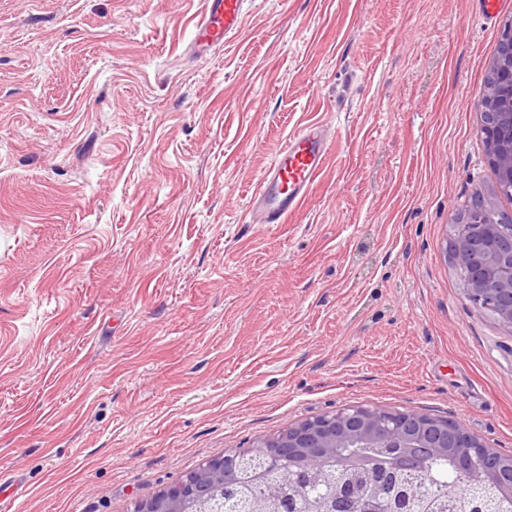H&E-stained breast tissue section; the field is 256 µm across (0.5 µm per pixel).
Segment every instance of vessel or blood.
<instances>
[{"label": "vessel or blood", "instance_id": "vessel-or-blood-1", "mask_svg": "<svg viewBox=\"0 0 512 512\" xmlns=\"http://www.w3.org/2000/svg\"><path fill=\"white\" fill-rule=\"evenodd\" d=\"M244 4L245 0H207L206 12L195 26V51L208 54L238 36L245 25ZM331 147L320 123L305 125L289 137L251 197L252 223H283L305 201Z\"/></svg>", "mask_w": 512, "mask_h": 512}]
</instances>
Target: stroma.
<instances>
[{
	"mask_svg": "<svg viewBox=\"0 0 512 512\" xmlns=\"http://www.w3.org/2000/svg\"><path fill=\"white\" fill-rule=\"evenodd\" d=\"M0 0V512H132L343 405L512 455V333L467 299L455 214L496 176L477 0ZM305 203L250 199L300 127ZM244 4L245 0H207L206 12L195 26L196 53L206 55L240 34L245 25ZM331 147L320 123L304 125L289 137L251 197V223L282 224L305 201Z\"/></svg>",
	"mask_w": 512,
	"mask_h": 512,
	"instance_id": "obj_1",
	"label": "stroma"
}]
</instances>
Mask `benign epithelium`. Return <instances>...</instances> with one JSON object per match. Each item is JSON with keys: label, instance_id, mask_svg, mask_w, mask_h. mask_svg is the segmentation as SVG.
<instances>
[{"label": "benign epithelium", "instance_id": "benign-epithelium-1", "mask_svg": "<svg viewBox=\"0 0 512 512\" xmlns=\"http://www.w3.org/2000/svg\"><path fill=\"white\" fill-rule=\"evenodd\" d=\"M492 161L512 188V114L502 124H481ZM451 253L468 268L463 291L477 308L492 311L512 333V224H488L484 211L454 225ZM429 458L448 459L460 480L477 485L469 512L512 506V455H504L461 421L414 410L346 405L303 419L253 447L204 463L133 512H203L216 491L245 492L279 480L303 495L322 488L312 478L335 480L327 512H418L417 491L405 476Z\"/></svg>", "mask_w": 512, "mask_h": 512}]
</instances>
